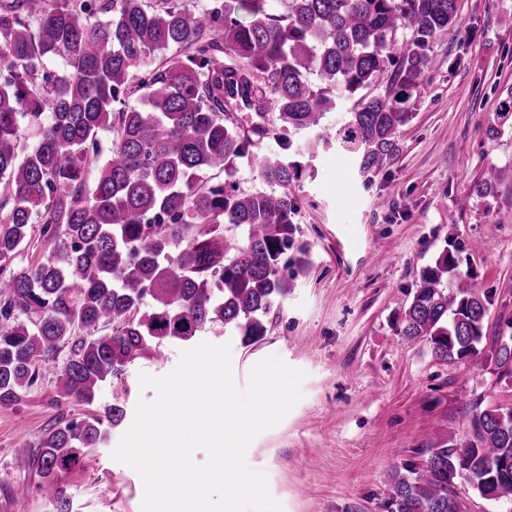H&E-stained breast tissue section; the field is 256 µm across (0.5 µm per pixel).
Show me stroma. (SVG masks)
Wrapping results in <instances>:
<instances>
[{
	"mask_svg": "<svg viewBox=\"0 0 512 512\" xmlns=\"http://www.w3.org/2000/svg\"><path fill=\"white\" fill-rule=\"evenodd\" d=\"M459 15L461 33L430 46L392 164L366 184L350 156L321 153L294 186L295 243L308 264L266 316L265 335L248 346L204 335L230 343L238 386L270 355L305 373L300 402L247 456L283 512H389L393 471L421 466L448 435L467 438L473 412L512 402V375L495 363L498 338L512 335V131L486 134L512 88V0H459ZM491 166V192L473 195ZM472 239L489 243L469 257L486 302L483 338L475 357L447 363L398 328L422 269L450 242ZM180 351L145 352L90 405L59 399L49 373L0 409V512H16L21 490L27 512H50L19 439L37 441L57 418L101 414L117 399L125 418L63 483L72 512H141V479L111 452L138 398L154 396L139 373H168Z\"/></svg>",
	"mask_w": 512,
	"mask_h": 512,
	"instance_id": "obj_1",
	"label": "stroma"
}]
</instances>
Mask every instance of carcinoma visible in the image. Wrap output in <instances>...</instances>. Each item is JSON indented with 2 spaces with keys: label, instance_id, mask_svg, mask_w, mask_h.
<instances>
[{
  "label": "carcinoma",
  "instance_id": "cac0c4a2",
  "mask_svg": "<svg viewBox=\"0 0 512 512\" xmlns=\"http://www.w3.org/2000/svg\"><path fill=\"white\" fill-rule=\"evenodd\" d=\"M170 2L0 3L1 409L45 370L59 397L91 404L153 342L189 343L216 326L245 344L264 336V317L292 288L288 267H304L303 248L288 256L301 158L336 150L368 181L383 171L430 43L461 27L457 0H284L282 13L268 0H224L197 16ZM400 28L410 31L401 41ZM171 48L182 54L142 73ZM50 57L62 73L45 70ZM384 77V93L360 94ZM344 100L352 106L328 127ZM242 107L245 123L234 116ZM496 116L490 138L512 128V94ZM268 136L283 152L253 151ZM244 160L264 188L239 189ZM36 224L48 255L12 267ZM483 248L455 240L422 269L400 336L450 363L477 354L486 306L461 265ZM123 416L114 404L104 418L61 419L20 447L53 512L72 510L60 474ZM470 428L467 440L428 449L420 470L390 475L392 512H450L457 479L512 501V467L500 463L512 458V423L483 410Z\"/></svg>",
  "mask_w": 512,
  "mask_h": 512
}]
</instances>
